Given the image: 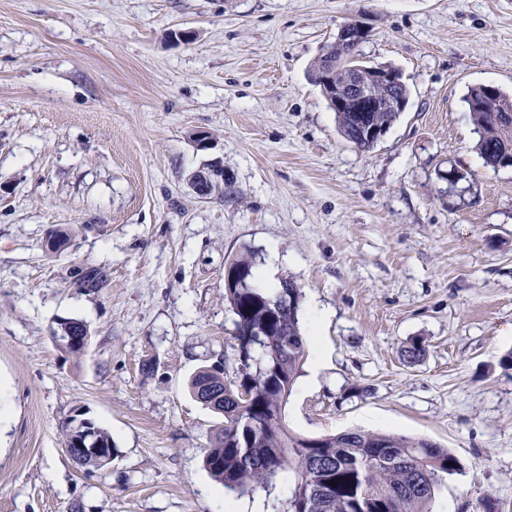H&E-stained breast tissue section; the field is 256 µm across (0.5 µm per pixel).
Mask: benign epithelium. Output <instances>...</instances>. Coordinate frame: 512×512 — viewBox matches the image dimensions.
<instances>
[{"instance_id":"7a95c632","label":"benign epithelium","mask_w":512,"mask_h":512,"mask_svg":"<svg viewBox=\"0 0 512 512\" xmlns=\"http://www.w3.org/2000/svg\"><path fill=\"white\" fill-rule=\"evenodd\" d=\"M371 32L372 27L366 19H354L339 28L336 34V43L347 51L356 44L357 40L368 37ZM334 69V63L330 60L327 61L319 78L322 92L333 109L341 112L349 110L352 112L385 110L403 112L406 110L409 95L406 92L399 93V89L407 88V83L400 70L387 66L368 68L372 82L396 90V94L380 99L362 83L356 81L351 83L349 91L336 89L332 83ZM192 182L199 193L206 194L224 183V169L220 166H211L200 170L193 175ZM61 337L64 338V342H62L64 347L84 350L89 344L90 331L86 325L70 322L61 328ZM69 455L78 461L96 459L102 468L112 462V450L98 446L95 431L92 430L91 423L86 420L81 421L73 432L69 442Z\"/></svg>"}]
</instances>
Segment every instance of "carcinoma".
<instances>
[{
	"instance_id": "obj_1",
	"label": "carcinoma",
	"mask_w": 512,
	"mask_h": 512,
	"mask_svg": "<svg viewBox=\"0 0 512 512\" xmlns=\"http://www.w3.org/2000/svg\"><path fill=\"white\" fill-rule=\"evenodd\" d=\"M466 103L479 134L477 150L491 168H512V98L488 101L481 87ZM398 112H338L339 134L361 151L375 143L364 127L389 129ZM255 256L230 259L224 272V304L234 316L233 362L214 363L191 377V396L224 419L204 467L228 492L266 494L264 512H431L448 476L460 470L445 447L424 438L353 430L316 438V447L288 431L283 409L301 374L308 346L300 327L301 289L269 291L256 282ZM294 472L288 497L277 479Z\"/></svg>"
}]
</instances>
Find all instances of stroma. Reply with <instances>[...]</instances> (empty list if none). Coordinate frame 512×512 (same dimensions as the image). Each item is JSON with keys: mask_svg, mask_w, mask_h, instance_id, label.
I'll return each mask as SVG.
<instances>
[{"mask_svg": "<svg viewBox=\"0 0 512 512\" xmlns=\"http://www.w3.org/2000/svg\"><path fill=\"white\" fill-rule=\"evenodd\" d=\"M362 15L363 58L410 88L368 152L309 79ZM482 83L512 95V0H0V512H252L204 468L222 419L188 391L230 349L224 263L247 251L303 294L290 431L432 440L462 465L432 512H512V169L475 149ZM82 267L107 287L75 288ZM68 319L83 354L52 339ZM77 415L107 468L70 457ZM192 182L200 194H207L214 187L224 184V169L220 166H211L196 172ZM74 321L80 320L72 319L58 323V328H61L63 324L70 322L61 328V334L57 336V339H60L61 337L66 339L64 342H61V345L65 348L81 349L83 351L89 344L90 331L88 326H80L79 323H74ZM80 322L83 323V321Z\"/></svg>", "mask_w": 512, "mask_h": 512, "instance_id": "35a3bbf8", "label": "stroma"}]
</instances>
